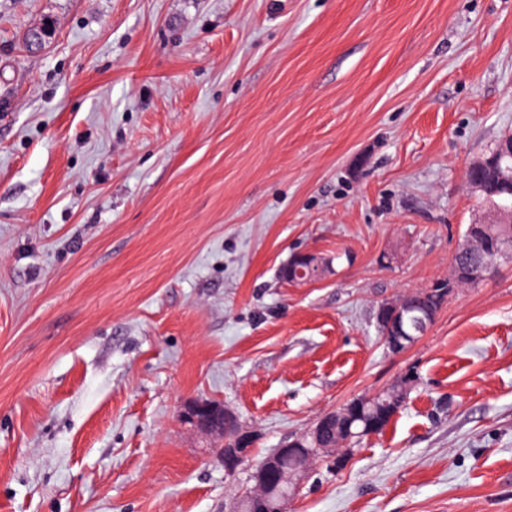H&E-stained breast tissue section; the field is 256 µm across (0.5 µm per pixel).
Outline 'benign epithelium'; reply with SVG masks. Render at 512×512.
<instances>
[{
	"instance_id": "benign-epithelium-1",
	"label": "benign epithelium",
	"mask_w": 512,
	"mask_h": 512,
	"mask_svg": "<svg viewBox=\"0 0 512 512\" xmlns=\"http://www.w3.org/2000/svg\"><path fill=\"white\" fill-rule=\"evenodd\" d=\"M512 155V137L501 141L496 150L488 157L473 162L466 170L465 183L468 189L478 191L489 197L496 196L501 204L494 207L486 224H512V206L506 202L507 195L512 193V168L504 167L500 160ZM487 170L492 173L489 179L471 177L474 171ZM331 271L330 260L311 252L295 255V263L283 265L286 281L296 285L311 284L323 280ZM413 293L407 292L394 301L386 302L379 307L377 322L380 325L382 340L398 348L399 340L406 341L411 347L424 336L435 322L441 308H428L418 312L409 305ZM206 414H218L224 418V424L215 425L204 418ZM348 419L347 408L324 414L315 426L306 430L254 465L250 481L252 487L248 496L268 497L270 494V475L278 474L280 481L295 489L307 476L314 462L320 458L339 459L341 452L349 446L351 437L346 436L332 446L320 439V431L330 424H340ZM180 420L191 429L210 437L214 447L224 463V471L233 476L237 470L249 461L253 447V434L240 422L237 415L230 409L212 400H193L180 411ZM300 454L308 458V463L294 467L286 472L279 471L281 458L287 454Z\"/></svg>"
}]
</instances>
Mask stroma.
<instances>
[{
    "label": "stroma",
    "instance_id": "35a3bbf8",
    "mask_svg": "<svg viewBox=\"0 0 512 512\" xmlns=\"http://www.w3.org/2000/svg\"><path fill=\"white\" fill-rule=\"evenodd\" d=\"M54 33L29 52V29ZM512 133V0H0V512H227L255 458L408 370L288 512H512V263L394 354ZM333 257L296 286L299 252ZM416 292L417 290L404 293L396 300L383 303L379 307L377 322L380 325L382 340L389 341L394 349L399 347L398 339L406 341L407 348L416 344L426 334L446 304L444 302L438 308H428L421 312L415 311L408 301ZM389 312H392V314L390 319L386 321L385 314ZM404 326L411 328L413 333L404 332ZM399 332L401 335L395 336ZM418 375L417 372H411L407 376H401L394 383H392L389 387H387V392H384L380 395V398L377 401L373 402L367 409V414H372L378 411L382 412H390L395 415L400 407H402L407 399L406 397L415 388L418 383ZM393 415L389 414L386 426L391 421ZM203 414H219L224 418V425L213 424L211 420L202 417ZM179 417L183 424L213 440L228 476H234L249 461L253 434L230 409L212 400L196 399L181 409Z\"/></svg>",
    "mask_w": 512,
    "mask_h": 512
}]
</instances>
